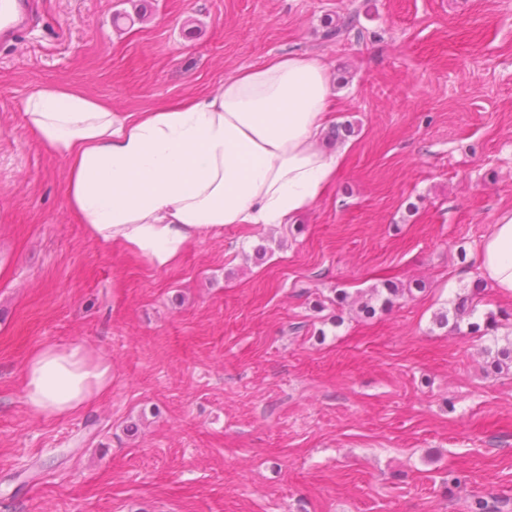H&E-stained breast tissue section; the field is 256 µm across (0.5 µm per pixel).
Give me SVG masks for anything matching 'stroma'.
<instances>
[{"mask_svg":"<svg viewBox=\"0 0 512 512\" xmlns=\"http://www.w3.org/2000/svg\"><path fill=\"white\" fill-rule=\"evenodd\" d=\"M0 34V512H467L512 501L511 336L438 327L512 211V0H17ZM356 32L321 40L326 16ZM322 57L348 159L284 225L228 224L158 267L89 239L23 102L72 85L119 112ZM387 278L413 295L371 318ZM351 298L335 303L337 290ZM81 344L112 386L46 418L23 365ZM137 423L139 434L126 427ZM461 485L447 483L449 472Z\"/></svg>","mask_w":512,"mask_h":512,"instance_id":"35a3bbf8","label":"stroma"}]
</instances>
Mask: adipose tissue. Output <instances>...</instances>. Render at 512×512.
Segmentation results:
<instances>
[{"instance_id":"obj_1","label":"adipose tissue","mask_w":512,"mask_h":512,"mask_svg":"<svg viewBox=\"0 0 512 512\" xmlns=\"http://www.w3.org/2000/svg\"><path fill=\"white\" fill-rule=\"evenodd\" d=\"M329 94L324 62L290 54L146 112L120 114L77 87L48 86L26 99L24 120L65 158L67 207L87 235L164 267L199 232L287 224L323 197L346 162L344 150L320 146ZM478 268L512 297V213L490 225ZM23 380L34 413L61 417L104 395L112 366L81 344L47 345L28 357Z\"/></svg>"}]
</instances>
